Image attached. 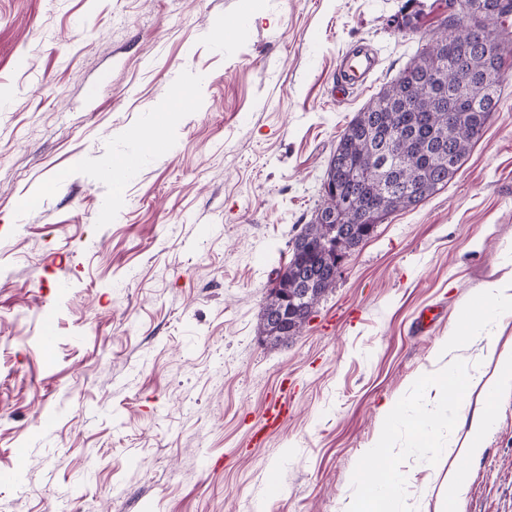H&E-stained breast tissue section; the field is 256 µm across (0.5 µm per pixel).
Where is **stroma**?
I'll list each match as a JSON object with an SVG mask.
<instances>
[{"label": "stroma", "mask_w": 512, "mask_h": 512, "mask_svg": "<svg viewBox=\"0 0 512 512\" xmlns=\"http://www.w3.org/2000/svg\"><path fill=\"white\" fill-rule=\"evenodd\" d=\"M441 2L0 0V512H354L388 403L399 508L437 512L448 466L409 425L442 397L439 342L512 255V40L448 185L345 258L298 336L268 343L260 314L341 133ZM358 43L378 69L342 97ZM189 75L197 111L156 129ZM483 445L455 512H512V390Z\"/></svg>", "instance_id": "stroma-1"}]
</instances>
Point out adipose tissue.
<instances>
[{"mask_svg": "<svg viewBox=\"0 0 512 512\" xmlns=\"http://www.w3.org/2000/svg\"><path fill=\"white\" fill-rule=\"evenodd\" d=\"M499 269L500 276L484 288L482 296L471 304L439 345L437 355L446 360L447 367L442 378L434 382L443 392L451 388L464 391L480 387L483 406L487 409L491 408L501 390L512 388V344L491 351L484 357L481 367L472 370L462 364L458 351L465 341L497 335L504 324L506 311L512 309V260H504ZM486 425L483 418L472 423L460 448L443 451L444 456L451 459L443 503L445 512H452L465 492L461 463L481 454Z\"/></svg>", "mask_w": 512, "mask_h": 512, "instance_id": "obj_1", "label": "adipose tissue"}]
</instances>
